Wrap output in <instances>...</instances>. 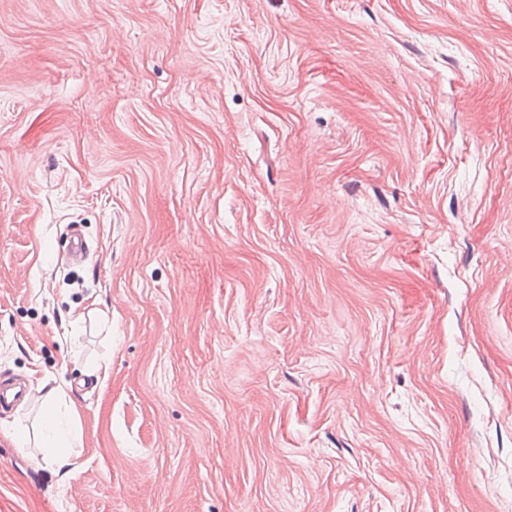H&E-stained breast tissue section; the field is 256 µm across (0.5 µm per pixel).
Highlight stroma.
Instances as JSON below:
<instances>
[{
    "mask_svg": "<svg viewBox=\"0 0 512 512\" xmlns=\"http://www.w3.org/2000/svg\"><path fill=\"white\" fill-rule=\"evenodd\" d=\"M3 380L0 512H512V0H0ZM66 385L67 383L63 381V384L56 383L50 386L49 381H46L37 387V391L41 393L42 405L48 413L44 448H50L48 455L45 458L42 457L41 460L46 465L56 466L58 469L70 465V448H73L68 442L67 433L61 427V422L56 416L58 402L66 396V389L64 388Z\"/></svg>",
    "mask_w": 512,
    "mask_h": 512,
    "instance_id": "stroma-1",
    "label": "stroma"
}]
</instances>
